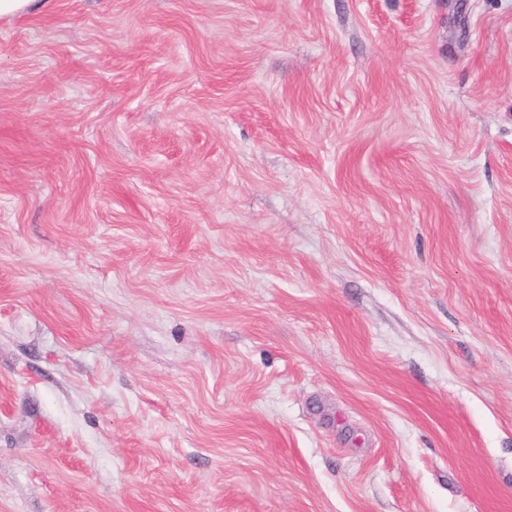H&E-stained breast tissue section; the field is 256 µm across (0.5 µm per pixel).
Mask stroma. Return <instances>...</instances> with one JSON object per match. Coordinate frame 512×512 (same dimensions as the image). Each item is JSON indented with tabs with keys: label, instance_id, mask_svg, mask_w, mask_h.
I'll use <instances>...</instances> for the list:
<instances>
[{
	"label": "stroma",
	"instance_id": "stroma-1",
	"mask_svg": "<svg viewBox=\"0 0 512 512\" xmlns=\"http://www.w3.org/2000/svg\"><path fill=\"white\" fill-rule=\"evenodd\" d=\"M0 512H512V0L0 21Z\"/></svg>",
	"mask_w": 512,
	"mask_h": 512
}]
</instances>
